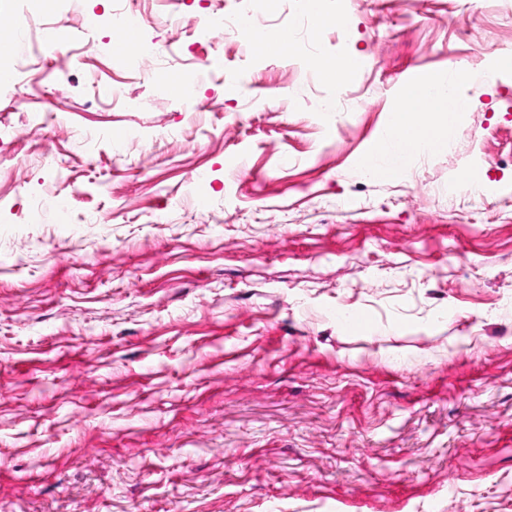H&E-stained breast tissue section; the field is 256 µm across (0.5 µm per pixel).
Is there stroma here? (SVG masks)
<instances>
[{"label":"stroma","mask_w":512,"mask_h":512,"mask_svg":"<svg viewBox=\"0 0 512 512\" xmlns=\"http://www.w3.org/2000/svg\"><path fill=\"white\" fill-rule=\"evenodd\" d=\"M123 2L56 0L0 88V512H512V70L354 176L405 74L497 70L512 0H323L266 55L172 24L243 0H133L193 105L84 27ZM358 61L356 57L336 56L325 58L317 62L318 68L327 77H339L341 74L352 75V65Z\"/></svg>","instance_id":"35a3bbf8"}]
</instances>
